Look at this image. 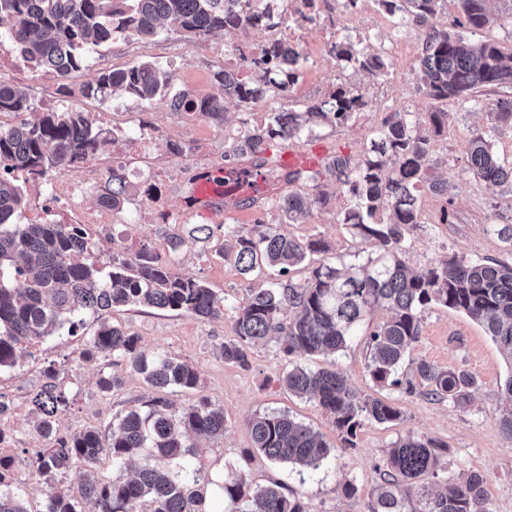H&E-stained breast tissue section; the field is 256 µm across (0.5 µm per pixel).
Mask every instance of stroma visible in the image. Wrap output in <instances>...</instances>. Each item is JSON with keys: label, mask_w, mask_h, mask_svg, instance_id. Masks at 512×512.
I'll return each instance as SVG.
<instances>
[{"label": "stroma", "mask_w": 512, "mask_h": 512, "mask_svg": "<svg viewBox=\"0 0 512 512\" xmlns=\"http://www.w3.org/2000/svg\"><path fill=\"white\" fill-rule=\"evenodd\" d=\"M320 19L306 26L301 34L311 52L309 64L290 93L293 100L306 102L326 97L337 86L357 87L365 94L368 107L347 125L336 130H322L319 137L303 139L302 148L326 146L334 153L361 159L386 113L401 110L413 113L417 122H425L429 102L419 90L417 60L421 53L424 31L416 26L401 28L380 8L376 0H358L353 9H345L341 0H319ZM351 35L362 39L368 52L383 53L390 61L386 77H374L352 68H340L330 56L331 39ZM223 33L209 36L207 43L181 34L160 32L147 42L122 40L108 47H87L85 55L92 69L101 63L110 68H123L138 60H153L163 67L180 63L175 88L189 91L195 97H220L228 114L226 123L218 125L198 114L169 115L168 101L156 98L152 112H144L139 101L118 98L107 102L76 97L75 105L91 113L96 122H108L110 130L123 135L135 134L140 124L164 127L166 138L184 148L205 156L213 169L224 165V140L236 135L241 117L250 122H263L268 110L260 103L246 108L235 99L225 97L223 89L213 81V66L224 59ZM512 95V88L478 92L477 103L451 102L447 134L435 137L432 160L440 173L452 184L449 198L431 194L421 197V216L405 236L403 258L419 270L437 264L448 255L458 254L472 260L499 259L512 262V240H504L493 232V225H512V194L503 188H492L466 169L467 148L474 134L485 135L502 161L512 163V126L491 120L489 112L496 99ZM114 150L123 156L128 199L123 205L122 223L107 226L87 225L86 231L102 254H110L120 242H143L159 247L171 235L187 236L194 224L249 225L263 217L259 208H232L224 214L208 216L199 211L189 213L188 223L174 226L153 224L143 202L146 184H155L166 207L184 210L189 188L174 180L171 158L163 152L138 154L129 143L118 142ZM326 206L299 224L283 225V232L301 239L319 238L329 250L327 259L336 265L357 262L366 243L353 237L339 218L348 204L341 184L329 182ZM449 208L451 221L439 223L442 208ZM224 238L215 233L203 245L183 246L175 255L176 267L182 275L205 282L225 296L227 302L239 303L247 295L248 281L237 272L232 262L216 256L217 244ZM383 312H375L371 321L359 326L347 349L336 358L299 357L300 365L311 369L336 367L348 383L362 395L394 403L401 412L399 421L391 424L363 422L357 428L352 445H345L342 433L332 417L314 402L288 393L280 378L288 363L276 343L251 349L248 367L224 362L217 349L232 336L231 320H202L187 314L127 306L113 310L110 322L135 333L139 345L149 354H166L193 364L201 376V392L175 393L181 405L195 401L197 394L207 395L214 407L224 412L226 429L222 438L199 441V456L205 474L211 479L212 512H229L231 505L220 489L230 468H245L252 484L262 485L275 478L288 490L303 494L311 512H367L372 493L380 481L377 467L383 464L392 443L412 435L447 444L449 451L440 478L458 477L470 472L484 474L489 481L492 512H512V441L496 427L497 396L512 365L503 357L499 346L484 327L462 313L434 306L422 316L421 336L411 352V362L403 363L398 387H376L366 369L367 335ZM99 321L85 315L84 325L74 336H51L44 340L36 356L26 357L11 369L0 371V400L10 409L1 419L10 426L14 438L0 445V455L18 462L15 487L31 512H38L47 487L41 477L26 464L46 442L33 429L30 401L42 383L46 366L57 370V381L72 397L70 409L58 418L60 432L71 433L85 427L105 428L113 414L140 405L152 391L142 376L126 364L112 366L121 384L110 394L97 386L101 363L84 361L81 352L89 336L94 335ZM424 360L443 369H463L473 374L476 386L469 403L437 401L426 394L427 387L415 377L414 363ZM412 389H405V381ZM285 412L318 431L329 444L332 454L316 470L288 464L273 465L261 453L253 451L249 419L268 412ZM250 458H243V451ZM353 481L358 492L345 497L342 486Z\"/></svg>", "instance_id": "1"}]
</instances>
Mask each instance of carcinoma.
<instances>
[{"instance_id":"cac0c4a2","label":"carcinoma","mask_w":512,"mask_h":512,"mask_svg":"<svg viewBox=\"0 0 512 512\" xmlns=\"http://www.w3.org/2000/svg\"><path fill=\"white\" fill-rule=\"evenodd\" d=\"M240 0H0V19L12 22L7 44L30 69L55 71L60 91L69 95L74 73H88L79 86L86 98L106 101L130 95L149 103L169 98L177 109H194L217 123L226 121L224 98L245 107L275 100L294 85L306 58L301 46L268 41L241 55L242 65H218L213 79L224 97L198 99L187 91L173 90V75L150 61L122 69L90 72L84 56L88 46L104 47L118 37L148 40L163 28L190 37L222 31L227 48L236 37L257 27L274 28L283 16L296 23L317 21L318 0H252L246 10ZM397 24L426 27L419 61L420 90L431 103L427 122L420 126L412 112L386 113L364 158L354 162L337 155L325 171L341 184L349 204L338 223L370 251L364 261L341 267L327 261L310 268L302 280L290 277L291 269L314 254L327 251L320 238L301 241L278 231L274 224L257 221L250 227L222 226L224 243L216 251L233 257L245 280L265 267H277L284 279L267 288H252L243 303L226 298L204 282L182 275L172 256L141 246L133 253H112L102 266L79 261L88 252L89 238L79 224H22L19 214L27 198L23 182L44 180L103 153L115 134L93 125L85 113L32 112L27 96L14 83L0 77V113L21 117L10 130L0 131V370L15 367L23 342L38 343L67 328L75 336L92 312L100 318L96 334L85 343L83 358L124 360L140 374L157 395L112 416L106 431L86 427L71 434L59 431L57 417L73 398L56 382L57 371L48 366L43 383L32 397L34 429L49 441L29 461L49 490L41 512H208L210 481L203 475L193 437L224 436V412L201 395L190 406H179L164 396L178 388L196 390L198 370L172 357H147L139 338L107 320L112 309L139 305L194 315L203 320L231 313L233 338L220 344L224 361L245 367L248 352L260 341L273 340L287 357L337 355L344 350L356 327L374 311H387L386 319L369 333L367 369L381 386H396L398 369L419 341L422 315L433 305L463 312L483 324L512 363V263L474 262L463 256L417 270L401 258L405 232L420 223V193L448 196L450 181L435 174L432 141L448 131V112L442 104L472 97L478 89L512 85V55L499 42L473 35L498 23L489 0H461L471 36L448 29V24L428 25L442 12L445 0H377ZM329 54L339 64L376 77L388 74L390 62L366 52L362 42L349 38L330 43ZM259 73L255 81L245 77ZM367 107L364 95L350 86H339L321 100L290 102L267 113V121L247 128L237 139L225 141L224 161L235 164L243 157L260 158L264 191L268 197L242 199L234 206H261L278 213L279 223L324 207L328 193L321 172L285 173L265 154L277 153L294 140L311 137L318 128L348 123ZM491 115L500 124L512 125V97L497 99ZM467 169L485 184L512 188V165L500 160L491 142L475 134L467 153ZM303 178L312 183L308 193L290 192L284 185ZM128 192L125 177L112 173V190L100 198L103 206L119 208ZM420 380L428 395L462 404L469 400L476 379L464 370L441 369L420 361ZM281 383L300 398L314 401L334 418L336 427L351 441L360 418L377 423L397 421L401 413L391 403L361 398L334 368L316 371L292 362ZM496 426L512 441V374L498 395ZM254 449L276 463H290L316 470L331 455L320 433L282 412L258 415L248 421ZM448 446L432 439L407 436L389 448L375 487L369 512H491L487 478L472 472L448 478L437 492L427 479L438 476ZM145 457L132 478L123 472L138 457ZM112 462L117 475L99 476L103 460ZM76 464L82 478L60 490L57 476ZM16 461L0 457V512H29L13 489ZM232 512H310L303 497L288 492L276 480L265 485L250 482L244 469L222 485Z\"/></svg>"}]
</instances>
